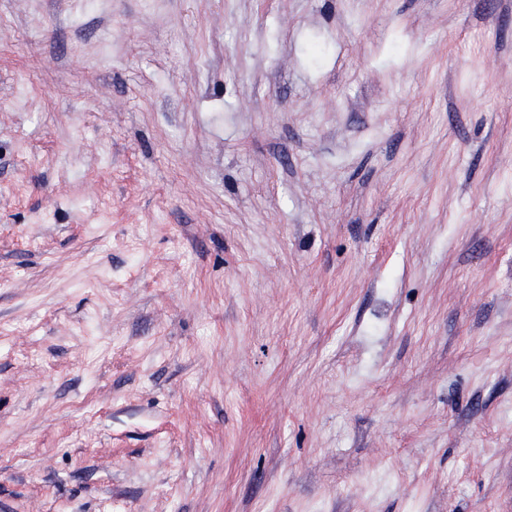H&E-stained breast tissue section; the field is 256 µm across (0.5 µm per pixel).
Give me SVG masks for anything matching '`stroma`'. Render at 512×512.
<instances>
[{
	"instance_id": "obj_1",
	"label": "stroma",
	"mask_w": 512,
	"mask_h": 512,
	"mask_svg": "<svg viewBox=\"0 0 512 512\" xmlns=\"http://www.w3.org/2000/svg\"><path fill=\"white\" fill-rule=\"evenodd\" d=\"M0 512H512V0H0Z\"/></svg>"
}]
</instances>
